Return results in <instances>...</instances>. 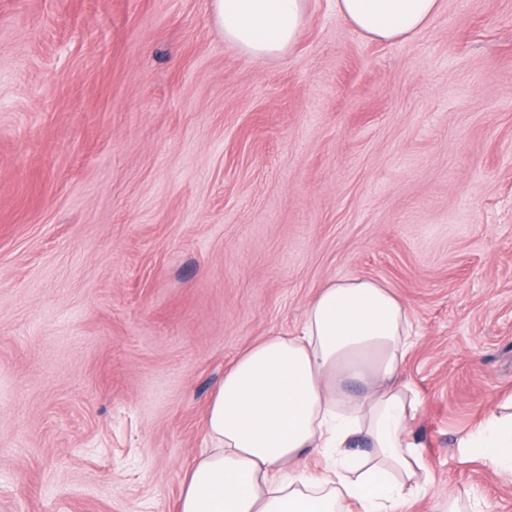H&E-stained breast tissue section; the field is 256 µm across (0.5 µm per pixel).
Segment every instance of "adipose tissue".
Segmentation results:
<instances>
[{"mask_svg":"<svg viewBox=\"0 0 512 512\" xmlns=\"http://www.w3.org/2000/svg\"><path fill=\"white\" fill-rule=\"evenodd\" d=\"M379 42L405 39L443 0H335ZM307 0H213L225 41L256 62L298 41ZM415 345L406 306L360 277L320 288L298 327L250 347L224 372L206 413L211 447L181 481L176 512H401L428 492L430 470L409 433L418 399L400 379ZM365 392L352 395L350 383ZM366 440L368 450L356 449ZM470 454L512 475V399L467 441ZM317 451L321 473L296 470Z\"/></svg>","mask_w":512,"mask_h":512,"instance_id":"obj_1","label":"adipose tissue"}]
</instances>
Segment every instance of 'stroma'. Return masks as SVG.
I'll return each mask as SVG.
<instances>
[{
  "label": "stroma",
  "instance_id": "stroma-1",
  "mask_svg": "<svg viewBox=\"0 0 512 512\" xmlns=\"http://www.w3.org/2000/svg\"><path fill=\"white\" fill-rule=\"evenodd\" d=\"M409 309L433 488L512 398V0L373 41L308 0L257 64L212 0H0V512H175L225 369L326 283Z\"/></svg>",
  "mask_w": 512,
  "mask_h": 512
}]
</instances>
